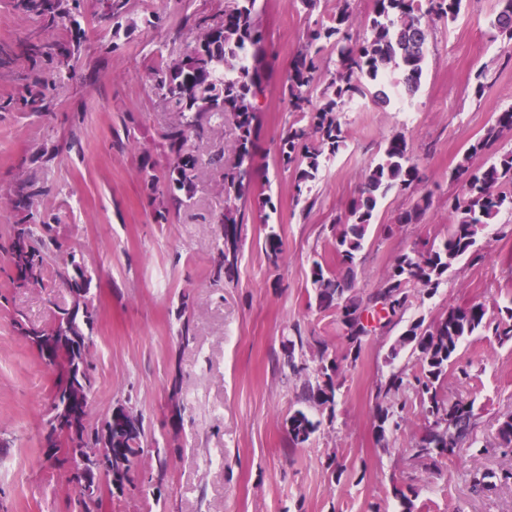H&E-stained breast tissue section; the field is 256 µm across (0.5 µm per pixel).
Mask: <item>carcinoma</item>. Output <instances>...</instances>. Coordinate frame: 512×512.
<instances>
[{
    "instance_id": "obj_1",
    "label": "carcinoma",
    "mask_w": 512,
    "mask_h": 512,
    "mask_svg": "<svg viewBox=\"0 0 512 512\" xmlns=\"http://www.w3.org/2000/svg\"><path fill=\"white\" fill-rule=\"evenodd\" d=\"M100 2V17L114 20L116 28H121L126 0ZM499 2L500 9L491 25L498 34L512 40V0ZM462 3L463 0H372L371 12L360 18L354 14L350 0H337L334 14L308 29L305 40L292 54L282 85L283 99L296 119L288 124L279 143L280 162L284 169L294 172L296 204L302 205V211L309 212L316 204V198L310 196V183L316 180L323 159L335 156L343 145L340 114L346 106L355 98L368 95L390 104L392 93L386 88L385 77L391 70L402 73L397 94L414 97L428 52L430 22L435 18L456 19ZM14 7L39 18L48 34L66 24L81 30L78 17L82 15L83 0H14ZM261 12L259 0H228L219 24L213 26L203 20L195 23L187 51L174 59L162 58L153 68L155 94L173 113L172 122L162 134L166 146L164 173L154 174L150 156L142 160L144 190L153 205V222L171 223L173 213L191 203L206 170L221 169L224 212L215 220L217 245L209 273L215 284L238 279L246 202L260 175L255 163L261 142L257 102L265 97L269 80ZM82 53L80 37L31 45L27 58L43 73V91L23 99L20 106L35 113L48 109L51 94L64 80L78 76ZM325 55L334 58V69L324 73L320 59ZM317 87L321 91L315 102L310 92ZM226 124L231 126L235 143V161L227 167L224 149L209 153L206 159L198 152L199 146L209 143ZM511 132L509 108L495 115L483 136L470 143L450 174V179L461 183L462 195L450 203L453 220L448 237L438 245L415 242L402 250L378 287L365 295L354 288V275L379 205L393 191L402 193L416 187L420 175L418 159L401 132L388 139L380 158L364 170L357 195L332 225L337 269L315 260L310 271L317 307L336 310L351 361L359 359L367 339L402 321L414 290L434 291L458 259L481 258L476 249L480 234L495 223L501 212H512V150L477 168L472 166L471 157ZM47 192L33 174L18 180L9 204L23 217L11 225L4 248L12 270L11 284L18 289L38 285L48 260L60 259L59 278L70 292L71 304L58 309L50 323L42 327L16 320L20 334L39 354L42 348L35 347L37 337L47 331L82 338L93 331L95 323L93 277L85 263L76 259V253L64 249L63 243L52 235L56 217L39 210L38 204L39 197ZM430 205L429 196H420L398 215L397 223L419 222ZM264 254L273 267L284 258L283 239L273 230L266 234ZM181 305L180 316L184 320L179 339L187 344L193 339L191 321L186 317L188 295H182ZM486 331L501 342L511 341L512 307L498 310L491 318L482 303L451 306L427 325L420 319L408 326L390 346L386 362L407 350L419 372L411 381L403 369L379 378L374 412L378 440L383 441L387 433L400 429L410 407L418 405L427 426L411 451L431 473L440 472L444 461L454 457L458 447L479 427L473 404L448 398V367L453 365L466 337ZM53 356L45 361L54 373V381L39 437L47 460L70 485L76 468L74 446L57 422L66 414L64 396L71 384V373L79 374L82 385L89 390L93 385V364L87 354L73 371L69 350L56 349ZM284 366L302 380L301 402L334 419L342 362L331 357L325 341L293 328V334L284 342ZM104 418L112 419V436L124 435L122 402H115ZM321 424L308 411L295 409L284 422L288 444L293 448L304 446ZM496 439L503 455L511 456L512 415L499 422ZM146 441L145 419L141 417L135 435L112 445L113 480L102 475L96 481L97 487L108 488L113 481L123 488L120 469L133 466L144 452ZM168 467V458H159L156 472L149 473L148 484L161 490ZM495 476L473 471L472 491L478 494L490 490V479ZM497 477L512 482V466L502 469ZM394 497L402 512H415L413 485L394 488Z\"/></svg>"
}]
</instances>
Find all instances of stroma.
Wrapping results in <instances>:
<instances>
[{
	"mask_svg": "<svg viewBox=\"0 0 512 512\" xmlns=\"http://www.w3.org/2000/svg\"><path fill=\"white\" fill-rule=\"evenodd\" d=\"M261 5L273 77L260 114L256 163L262 177L254 196L268 204L251 208L243 226L237 282L214 287L213 220L224 210L219 172L198 182L192 205L172 223L157 224L141 161L147 154L156 167L164 166L161 135L173 118L152 90L153 67L159 57L183 54L186 40L176 35L183 17L220 23L224 0H128L118 31L86 5L80 76L58 90L45 115L2 108L38 82L26 44L43 32L37 18L14 10L13 0H0V245L20 219L7 204L13 182L33 171L37 146L55 141L60 152L40 205L57 217L59 240L95 272L91 416L100 418L118 401L143 414L148 440L137 473L155 467L157 452L173 453L162 497L136 482L125 498L105 501L102 512H370L374 504L398 512L393 488L406 483L417 491L416 505L430 512H512V484L481 495L469 487L471 471L497 473L512 463L494 450L498 422L512 414V341L502 344L485 333L460 344L456 364L470 377L449 378L448 395L474 402L481 415L477 445L429 476L415 475L411 457L424 416L409 412L383 443L374 428L377 380L408 363L404 354L385 361L402 325L369 339L340 378L334 421L322 423L296 450L288 447L283 424L298 407L301 381L281 368L283 341L296 326L325 339L336 355L344 353L335 311L309 303L310 268L313 260H334L333 220L397 132L405 133L419 160L416 192L430 195L431 206L418 223L399 226L395 218L412 205V196L394 192L382 201L355 270L356 290L376 288L394 257L413 242L447 238L448 200L461 193L449 174L494 114L512 107V64L504 62L512 41L496 37L490 26L498 0H465L456 20L433 22L422 86L412 99L382 106L360 98L343 112L344 145L324 161L312 184L317 203L307 213L296 206L293 174L278 159L280 135L293 119L281 85L306 30L334 13L336 0H320L311 14L293 0ZM146 11L159 23L143 25ZM113 42L117 50L104 52ZM480 81L486 89L479 96ZM128 124L135 129L131 141L122 136ZM383 224L393 225L391 236L380 232ZM271 226L285 245L276 268L264 257ZM478 247L483 261L460 260L436 293L414 294L405 322L430 320L467 303H485L492 314L512 304V212H502L484 230ZM56 269L49 263L41 287L18 290L0 258V432L14 439L12 448L0 449V512H65L72 491L39 449L52 375L11 321L18 309L42 325L56 307L70 304ZM185 292L192 297L194 339L182 347L177 307ZM175 376L182 387L178 418L168 400Z\"/></svg>",
	"mask_w": 512,
	"mask_h": 512,
	"instance_id": "35a3bbf8",
	"label": "stroma"
}]
</instances>
